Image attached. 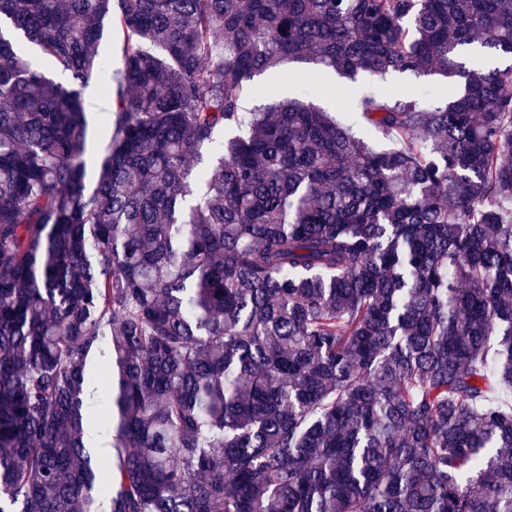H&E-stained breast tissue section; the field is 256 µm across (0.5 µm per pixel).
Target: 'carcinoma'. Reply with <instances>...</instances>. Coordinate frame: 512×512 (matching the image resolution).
I'll return each mask as SVG.
<instances>
[{"label": "carcinoma", "mask_w": 512, "mask_h": 512, "mask_svg": "<svg viewBox=\"0 0 512 512\" xmlns=\"http://www.w3.org/2000/svg\"><path fill=\"white\" fill-rule=\"evenodd\" d=\"M286 61L453 91L376 149ZM511 206L512 0H0V512H512ZM112 72L108 77L94 74L87 87L82 91L85 100L87 112L92 119V124L88 137V153L98 158L106 150L110 143V133L104 124L99 122V116L102 112L109 111L111 102L106 94V83L110 81Z\"/></svg>", "instance_id": "obj_1"}]
</instances>
